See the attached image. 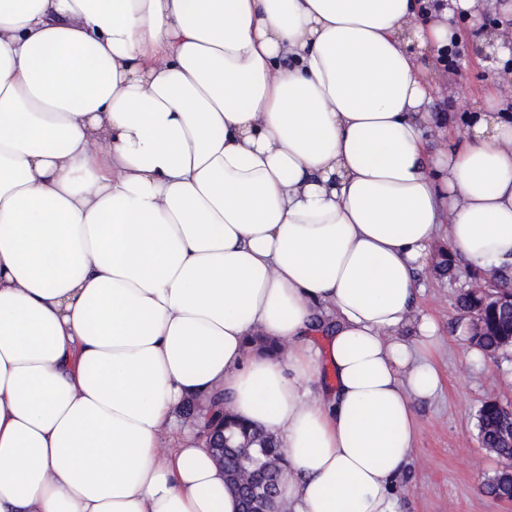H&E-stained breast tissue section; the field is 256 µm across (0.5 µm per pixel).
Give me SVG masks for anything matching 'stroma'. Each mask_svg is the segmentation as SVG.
I'll use <instances>...</instances> for the list:
<instances>
[{
	"mask_svg": "<svg viewBox=\"0 0 512 512\" xmlns=\"http://www.w3.org/2000/svg\"><path fill=\"white\" fill-rule=\"evenodd\" d=\"M455 69L440 67L431 77L437 90L431 110L436 123L431 145L455 139L465 129L464 116L483 105L497 76L490 62L462 42ZM425 291L418 306L438 326L436 361L444 378L441 392L415 405L421 431L408 473L400 485L401 512H512V504L495 501L482 491L498 463L479 442L477 414L488 397L512 404V350L497 358L469 362L471 350L457 333L461 317L457 296L470 288L473 272L457 265L450 276L423 271Z\"/></svg>",
	"mask_w": 512,
	"mask_h": 512,
	"instance_id": "obj_1",
	"label": "stroma"
}]
</instances>
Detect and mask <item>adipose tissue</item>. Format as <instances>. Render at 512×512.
Here are the masks:
<instances>
[{
	"mask_svg": "<svg viewBox=\"0 0 512 512\" xmlns=\"http://www.w3.org/2000/svg\"><path fill=\"white\" fill-rule=\"evenodd\" d=\"M486 7L0 0V512H239L177 414L216 391L288 512H398L442 385L416 273L441 234L512 265V102L427 140L455 16L512 61Z\"/></svg>",
	"mask_w": 512,
	"mask_h": 512,
	"instance_id": "1",
	"label": "adipose tissue"
}]
</instances>
